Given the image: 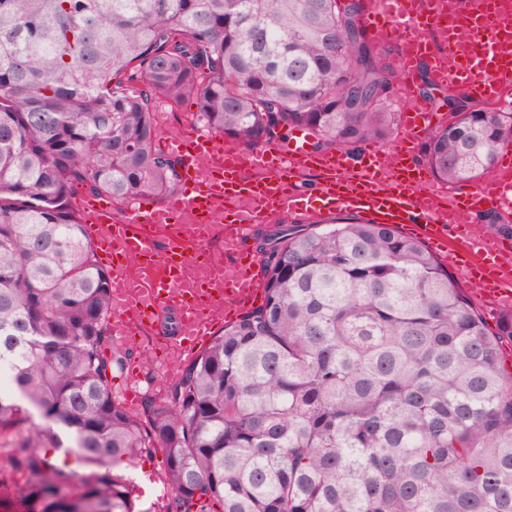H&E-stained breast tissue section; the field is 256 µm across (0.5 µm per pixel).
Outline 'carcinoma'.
<instances>
[{
	"instance_id": "1",
	"label": "carcinoma",
	"mask_w": 512,
	"mask_h": 512,
	"mask_svg": "<svg viewBox=\"0 0 512 512\" xmlns=\"http://www.w3.org/2000/svg\"><path fill=\"white\" fill-rule=\"evenodd\" d=\"M361 0H0V448L27 512H134L110 466L163 452L167 512H512V309L490 327L418 239L337 216L255 236L261 304L176 366L160 401L112 393L110 278L72 204L177 190L157 108L193 100L247 147L388 142L399 74ZM425 159L471 182L512 111L450 86ZM512 237L495 212L481 215ZM75 443L81 473L45 451Z\"/></svg>"
}]
</instances>
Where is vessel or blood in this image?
I'll use <instances>...</instances> for the list:
<instances>
[{"instance_id": "b4317fda", "label": "vessel or blood", "mask_w": 512, "mask_h": 512, "mask_svg": "<svg viewBox=\"0 0 512 512\" xmlns=\"http://www.w3.org/2000/svg\"><path fill=\"white\" fill-rule=\"evenodd\" d=\"M474 27L461 39L462 21ZM363 25L400 52L403 77L429 62L435 85L454 84L471 97L496 105L512 103V28L492 10L449 12L446 0H365ZM440 34L439 45L418 39L421 31ZM432 108L419 93L402 115V136L392 152L369 150V162L349 173L343 153L320 155L299 130L281 145L245 147L217 133L186 130L168 148L181 160L183 187L160 207L132 206L118 213L101 198L77 194L74 206L87 232L108 257L113 336L128 341L154 327L161 313H177L164 350L175 361L194 354L196 344L216 327L235 322L262 295V261L247 241L255 225L303 209L296 179L318 172L321 209L357 214L426 241L443 259L461 262L484 296L512 294V249L468 237L449 239V227H469L478 213L512 208V154H497L494 171L471 191L433 203L428 172L411 156L429 131ZM192 224H185V217ZM224 223V253L209 249L200 227ZM202 257L210 280L186 287L182 269L187 249ZM234 258L226 267L224 257Z\"/></svg>"}]
</instances>
